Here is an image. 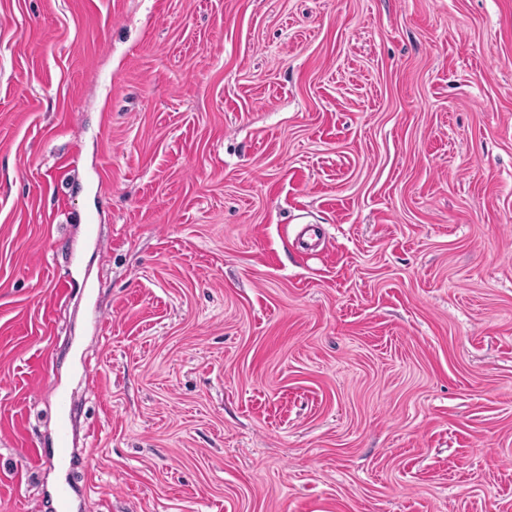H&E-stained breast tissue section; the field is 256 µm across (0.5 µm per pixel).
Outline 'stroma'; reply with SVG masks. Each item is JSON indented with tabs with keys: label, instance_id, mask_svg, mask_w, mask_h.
Returning <instances> with one entry per match:
<instances>
[{
	"label": "stroma",
	"instance_id": "stroma-1",
	"mask_svg": "<svg viewBox=\"0 0 512 512\" xmlns=\"http://www.w3.org/2000/svg\"><path fill=\"white\" fill-rule=\"evenodd\" d=\"M61 488L512 512V0H0V512ZM61 416L57 425L56 447L53 449L55 455L61 464H66L72 458V448L69 437V403L64 396L58 398Z\"/></svg>",
	"mask_w": 512,
	"mask_h": 512
}]
</instances>
